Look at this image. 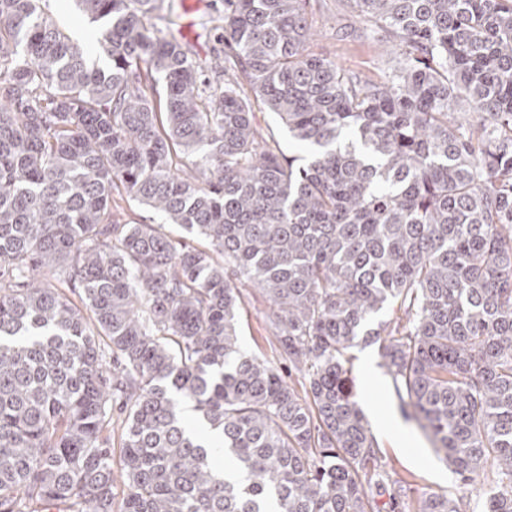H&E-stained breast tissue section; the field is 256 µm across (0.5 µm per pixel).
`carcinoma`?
I'll return each mask as SVG.
<instances>
[{"label":"carcinoma","instance_id":"obj_1","mask_svg":"<svg viewBox=\"0 0 512 512\" xmlns=\"http://www.w3.org/2000/svg\"><path fill=\"white\" fill-rule=\"evenodd\" d=\"M48 2L0 0V512L395 507L360 340L460 487L512 512V0H347L396 48L376 79L311 50L310 0H226L211 79L159 0H78L94 56ZM244 288L278 365L241 348ZM253 111L255 112L256 123L264 129H269L275 135L281 150L286 156L297 158L296 164L306 162L310 154L309 148L288 136V130L285 125L275 113L269 110L267 105L260 101H255Z\"/></svg>","mask_w":512,"mask_h":512}]
</instances>
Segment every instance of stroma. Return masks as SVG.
<instances>
[{"instance_id":"obj_1","label":"stroma","mask_w":512,"mask_h":512,"mask_svg":"<svg viewBox=\"0 0 512 512\" xmlns=\"http://www.w3.org/2000/svg\"><path fill=\"white\" fill-rule=\"evenodd\" d=\"M184 0H164L156 13L157 29L187 42L195 58L204 60L217 48V34L201 24L203 18L222 14L224 0H201L199 10L185 12ZM313 20L317 36L315 51L336 58L345 68L377 76L387 63L381 35L371 33L367 23L350 16L342 0H315ZM239 310L238 331L243 348L269 361L277 355L270 343L267 325L269 304L256 290L245 289ZM349 378L353 396L385 452L396 477L412 484V493L402 512H417L420 498L432 493L464 495L468 512H482L483 481L461 489L454 474L440 455L431 448L413 423L405 421L393 395L390 378L378 368L376 346L360 345L350 349ZM374 362V373H366V362Z\"/></svg>"}]
</instances>
